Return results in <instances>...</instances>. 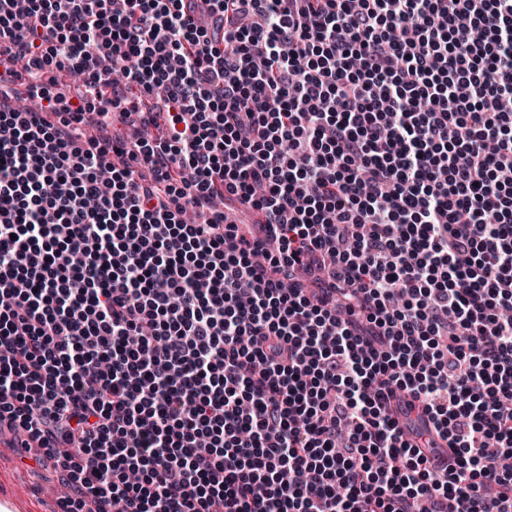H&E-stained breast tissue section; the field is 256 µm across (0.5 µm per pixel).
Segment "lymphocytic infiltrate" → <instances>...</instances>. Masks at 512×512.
I'll list each match as a JSON object with an SVG mask.
<instances>
[{
	"mask_svg": "<svg viewBox=\"0 0 512 512\" xmlns=\"http://www.w3.org/2000/svg\"><path fill=\"white\" fill-rule=\"evenodd\" d=\"M511 398L512 0H0V432L64 512H512Z\"/></svg>",
	"mask_w": 512,
	"mask_h": 512,
	"instance_id": "f902f5d3",
	"label": "lymphocytic infiltrate"
}]
</instances>
